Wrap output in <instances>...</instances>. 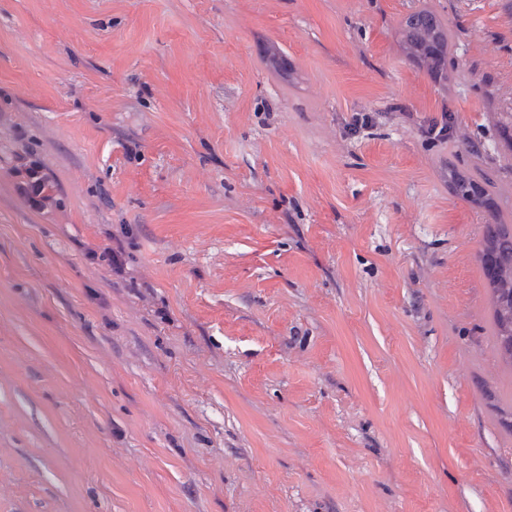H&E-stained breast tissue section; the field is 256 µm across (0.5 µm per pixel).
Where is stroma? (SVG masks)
Segmentation results:
<instances>
[{
	"mask_svg": "<svg viewBox=\"0 0 512 512\" xmlns=\"http://www.w3.org/2000/svg\"><path fill=\"white\" fill-rule=\"evenodd\" d=\"M416 4L0 0V512H512V0ZM408 55L434 77L445 76L450 55L448 31L428 7L410 13L401 24ZM481 262L492 290L493 335L512 367V224L495 218L485 225Z\"/></svg>",
	"mask_w": 512,
	"mask_h": 512,
	"instance_id": "obj_1",
	"label": "stroma"
}]
</instances>
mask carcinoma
<instances>
[{
	"instance_id": "cac0c4a2",
	"label": "carcinoma",
	"mask_w": 512,
	"mask_h": 512,
	"mask_svg": "<svg viewBox=\"0 0 512 512\" xmlns=\"http://www.w3.org/2000/svg\"><path fill=\"white\" fill-rule=\"evenodd\" d=\"M408 55L434 77L446 74L450 55L448 31L428 7L410 13L401 24ZM482 269L492 290L494 336L512 365V224L497 218L485 225Z\"/></svg>"
}]
</instances>
